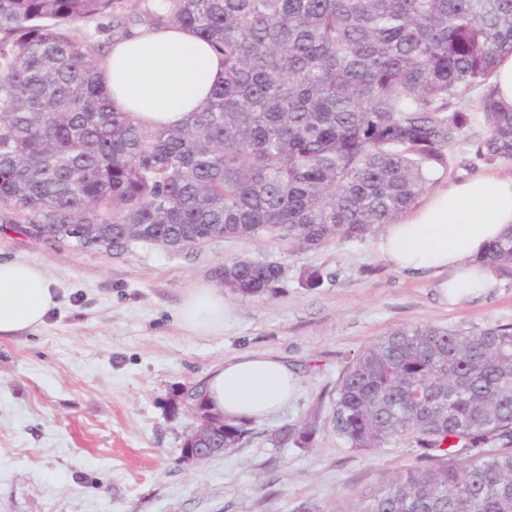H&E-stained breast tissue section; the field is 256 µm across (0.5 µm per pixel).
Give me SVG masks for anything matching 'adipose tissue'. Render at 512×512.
<instances>
[{
	"label": "adipose tissue",
	"mask_w": 512,
	"mask_h": 512,
	"mask_svg": "<svg viewBox=\"0 0 512 512\" xmlns=\"http://www.w3.org/2000/svg\"><path fill=\"white\" fill-rule=\"evenodd\" d=\"M113 106L145 125L181 124L224 78L221 56L191 32L166 28L135 33L113 44L99 63ZM512 230V175L494 173L444 184L397 223L387 225L380 249L399 270L436 278L449 302L486 295L497 284L479 263L486 245ZM44 270L0 261V337L43 324L55 306ZM230 311L219 289H188L180 306L189 330L223 332ZM295 379L283 361L260 352L226 358L207 377L205 397L228 420H259L287 404Z\"/></svg>",
	"instance_id": "obj_1"
}]
</instances>
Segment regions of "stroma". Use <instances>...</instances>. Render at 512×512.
Returning <instances> with one entry per match:
<instances>
[{
    "instance_id": "1",
    "label": "stroma",
    "mask_w": 512,
    "mask_h": 512,
    "mask_svg": "<svg viewBox=\"0 0 512 512\" xmlns=\"http://www.w3.org/2000/svg\"><path fill=\"white\" fill-rule=\"evenodd\" d=\"M378 236L295 254L266 240H224L170 253L59 247L0 223V260L41 267L57 304L43 326L0 339V512H351L361 495L417 464L403 439L354 450L337 439L331 398L347 363L391 329L435 323L481 330L512 321V280L456 304L434 277L396 269ZM282 265L265 298L227 295L223 333L185 329L188 288L217 285L225 260ZM335 281L309 290L304 270ZM258 351L288 363L297 391L255 421L250 442L198 467L179 461L189 418L169 398L204 387L225 358ZM316 418L310 449L270 435Z\"/></svg>"
}]
</instances>
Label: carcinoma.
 I'll list each match as a JSON object with an SVG mask.
<instances>
[{
	"label": "carcinoma",
	"instance_id": "1",
	"mask_svg": "<svg viewBox=\"0 0 512 512\" xmlns=\"http://www.w3.org/2000/svg\"><path fill=\"white\" fill-rule=\"evenodd\" d=\"M0 0V222L99 250L258 240L288 250L363 241L448 169L512 161V108L492 76L512 55V0ZM179 27L224 58V80L178 126L111 106L96 62L133 28ZM512 278V230L479 257ZM233 294H274L281 265L219 267ZM331 274L302 273L319 288ZM330 424L349 448L410 436L424 465L353 512H512V322L395 328L357 354ZM316 421L277 438L310 447ZM253 434L224 422V441Z\"/></svg>",
	"mask_w": 512,
	"mask_h": 512
}]
</instances>
